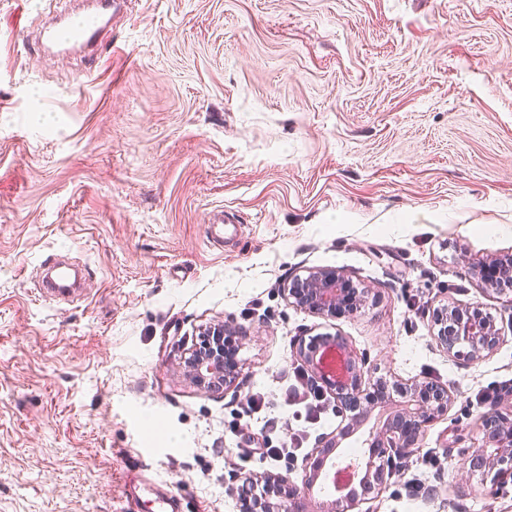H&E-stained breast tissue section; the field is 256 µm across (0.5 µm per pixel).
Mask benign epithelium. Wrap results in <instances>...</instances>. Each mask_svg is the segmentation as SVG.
Instances as JSON below:
<instances>
[{
	"mask_svg": "<svg viewBox=\"0 0 512 512\" xmlns=\"http://www.w3.org/2000/svg\"><path fill=\"white\" fill-rule=\"evenodd\" d=\"M471 273L497 292L512 288V259H478L470 263ZM288 297L296 306L322 318L357 312L365 302L358 296L352 280L335 268L309 272L294 279ZM433 339L437 346L455 357L477 361L493 353L504 342V333L494 318L478 307L444 306L434 313ZM229 335L242 345L246 332L224 323L211 326L206 336ZM293 356L319 389L336 402V411L346 424L318 439L313 461L305 469L301 485L286 475H252L242 485L230 488L238 499L252 495L258 483L267 494L256 499L252 512H371L361 509L378 497L392 477L395 458L409 456L434 421L448 414L454 397L447 387L429 381L413 380L395 385L400 399L383 394L363 393L367 359L340 336H321L310 340L299 337ZM185 375L197 388L212 391L220 382L229 387L237 373L224 368V348L218 343L204 352L192 350L185 359ZM369 428L367 451L354 463L359 489L337 492L325 500L316 498L326 461L336 457L342 443L365 425ZM483 434L479 448L462 456L463 468L480 471L495 479L512 478V390L507 391L480 418Z\"/></svg>",
	"mask_w": 512,
	"mask_h": 512,
	"instance_id": "benign-epithelium-1",
	"label": "benign epithelium"
}]
</instances>
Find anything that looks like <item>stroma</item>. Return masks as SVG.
<instances>
[{
  "label": "stroma",
  "mask_w": 512,
  "mask_h": 512,
  "mask_svg": "<svg viewBox=\"0 0 512 512\" xmlns=\"http://www.w3.org/2000/svg\"><path fill=\"white\" fill-rule=\"evenodd\" d=\"M61 7L0 0V512H124L143 451L185 512H240L250 474L300 481L341 419L289 401L292 341L336 334L371 379L455 396L372 512H512V481L489 497L448 457L481 444L479 392L512 386V298L468 268L512 254V0H132L88 77L31 38ZM54 253L90 268L78 300L40 294ZM322 268L367 289L360 311L289 304ZM452 302L504 343L437 348ZM218 322L247 330L240 374L204 393L184 358ZM295 433L297 459L257 456Z\"/></svg>",
  "instance_id": "obj_1"
}]
</instances>
